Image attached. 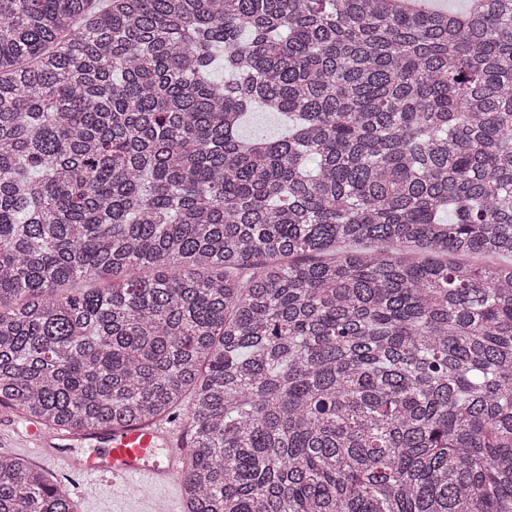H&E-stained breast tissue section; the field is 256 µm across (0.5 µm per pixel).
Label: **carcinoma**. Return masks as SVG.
<instances>
[{
	"label": "carcinoma",
	"instance_id": "carcinoma-1",
	"mask_svg": "<svg viewBox=\"0 0 512 512\" xmlns=\"http://www.w3.org/2000/svg\"><path fill=\"white\" fill-rule=\"evenodd\" d=\"M505 255L512 0H0V406L179 412L185 512H512ZM251 112L249 124L244 128V134L248 135L254 131L260 130L270 136L277 135L281 130V121L273 112H267L263 109H254Z\"/></svg>",
	"mask_w": 512,
	"mask_h": 512
}]
</instances>
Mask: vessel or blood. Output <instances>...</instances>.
Segmentation results:
<instances>
[{
    "label": "vessel or blood",
    "instance_id": "1",
    "mask_svg": "<svg viewBox=\"0 0 512 512\" xmlns=\"http://www.w3.org/2000/svg\"><path fill=\"white\" fill-rule=\"evenodd\" d=\"M18 441L52 472L91 477L124 489H166L181 478L186 453L182 427L160 421L82 437L29 425L19 432ZM83 445L88 453L77 454Z\"/></svg>",
    "mask_w": 512,
    "mask_h": 512
}]
</instances>
